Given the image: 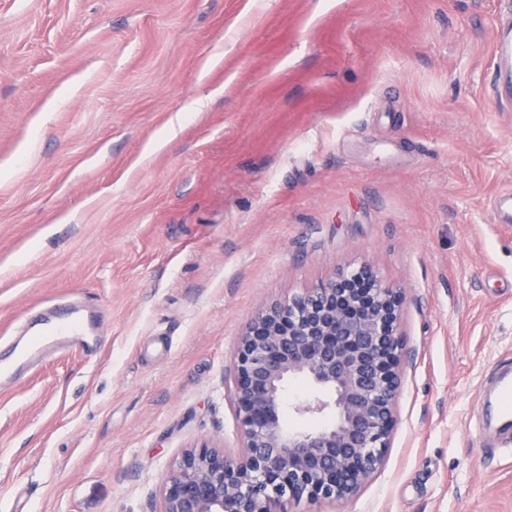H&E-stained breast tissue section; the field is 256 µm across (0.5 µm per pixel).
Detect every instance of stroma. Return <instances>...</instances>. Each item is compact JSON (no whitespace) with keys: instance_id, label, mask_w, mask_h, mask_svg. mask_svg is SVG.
<instances>
[{"instance_id":"stroma-1","label":"stroma","mask_w":512,"mask_h":512,"mask_svg":"<svg viewBox=\"0 0 512 512\" xmlns=\"http://www.w3.org/2000/svg\"><path fill=\"white\" fill-rule=\"evenodd\" d=\"M504 0H0V346L36 307L100 352L0 386V512H160L171 466L239 447L238 336L350 264L403 288L383 470L340 509L512 512L481 450L512 359ZM493 74H501L502 69L512 66V23H500L493 39Z\"/></svg>"}]
</instances>
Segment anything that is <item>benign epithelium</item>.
I'll return each mask as SVG.
<instances>
[{
  "label": "benign epithelium",
  "mask_w": 512,
  "mask_h": 512,
  "mask_svg": "<svg viewBox=\"0 0 512 512\" xmlns=\"http://www.w3.org/2000/svg\"><path fill=\"white\" fill-rule=\"evenodd\" d=\"M404 291L367 263L258 311L239 336L230 391L240 449L205 444L173 465L160 512H293L341 505L383 468L396 420ZM316 392L301 415L333 412L313 431L281 419L288 383Z\"/></svg>",
  "instance_id": "benign-epithelium-1"
}]
</instances>
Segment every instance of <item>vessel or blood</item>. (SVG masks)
<instances>
[{
    "label": "vessel or blood",
    "instance_id": "obj_1",
    "mask_svg": "<svg viewBox=\"0 0 512 512\" xmlns=\"http://www.w3.org/2000/svg\"><path fill=\"white\" fill-rule=\"evenodd\" d=\"M495 70L512 67V23L499 24L493 39ZM27 348L19 353H0V377L12 378L65 351L93 355L97 348V316L77 305H58L30 316L23 325ZM481 394L490 414L475 418L470 432L486 448L512 447V362L486 376Z\"/></svg>",
    "mask_w": 512,
    "mask_h": 512
}]
</instances>
